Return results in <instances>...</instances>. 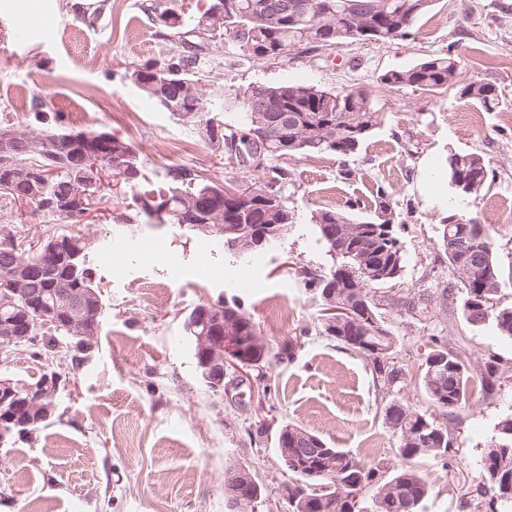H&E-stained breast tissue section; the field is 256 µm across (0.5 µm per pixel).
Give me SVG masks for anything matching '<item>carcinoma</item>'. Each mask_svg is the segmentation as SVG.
<instances>
[{"label":"carcinoma","mask_w":512,"mask_h":512,"mask_svg":"<svg viewBox=\"0 0 512 512\" xmlns=\"http://www.w3.org/2000/svg\"><path fill=\"white\" fill-rule=\"evenodd\" d=\"M295 0H225L224 17L217 21L206 11L189 31L183 25L160 22L164 29L180 37L181 51L170 53L160 63L149 60L138 69V76L149 84L143 90L149 98L169 112L176 111L185 102L182 86L195 81L200 64L207 57L217 39L230 34L244 51L253 57L276 58L293 50L303 52L326 50L334 46L351 47L364 41L388 42L410 34L417 20L427 11L432 0H305L307 8L301 15L289 9ZM378 9L380 20L367 33L358 20V7ZM460 75L458 56L447 53L434 55L405 69L389 71L381 83L397 87H413L426 91L454 86ZM460 97L490 111L499 105L496 86L482 80L470 81L460 89ZM198 115L192 123H205L209 140L221 147L224 158L233 151L258 152L263 178L248 184L251 189L250 206L238 209V201L216 184L203 182L185 168L167 172L170 186L167 191L145 190L139 200L155 199L166 207V213L156 219L158 224H175L179 213L195 200L207 197L215 212L211 225L218 224H276L287 235L294 216L288 206L284 187L288 184V169L275 161L292 154L315 155L333 153L347 156L355 153L383 121L369 91L355 87L339 92L316 86L299 84H254L242 94L246 111L242 125H224L217 130L211 119L204 118L205 100L197 93ZM55 126L36 131L17 133L1 128L0 136L14 134L10 143L0 141V198L9 203L20 200L13 193V178L17 171L28 169V176L40 184L25 204L39 210L57 212L73 224L80 222L88 211L81 202L65 212L59 202L76 191L78 181L91 172L93 159L102 166L112 167L118 182L131 187L143 179L140 158L133 146L107 131L72 132L53 116ZM122 150L133 158V164L122 169L114 152ZM447 176L450 185L458 180L468 181L478 196L487 184L489 170L484 158L476 152L454 153L448 157ZM349 211L338 212L316 208L310 221L317 243L331 259L327 271L305 272V287L320 295L334 287L336 297L349 303L353 320L336 325L320 321L321 333L335 339L345 349L360 357L370 368L373 381L381 389L401 391L406 373L395 360L384 361L375 354L373 346L383 342L394 356L396 337L386 323L383 307L375 298L373 289L400 277L404 268V252L395 230V215L389 194L379 186L374 198V211L368 217L360 216L365 209L360 201L348 204ZM336 225V243L327 234L328 225ZM60 233L48 234L27 250L15 243L13 230L0 227V290L19 283L22 291L14 296V305L0 307V322L23 317L32 325L30 335L38 341L27 342L22 349L31 357L45 362L53 361L51 341L40 335L41 317L27 307V297L53 301L55 284L60 282L75 294L100 293L97 272L90 261L91 242L79 233H66L69 250L63 254L51 253L56 248L54 239ZM461 242L462 249L448 254V238ZM439 246L448 260L451 277L442 293L455 287L463 292L461 311L473 325L492 323L499 336L512 340V307L494 303L500 287L501 268L495 250L490 226L474 218L448 215V223L441 225ZM369 257L390 268V276L373 281L364 273L356 278L342 272L349 264L360 268L356 256ZM224 323L232 327L234 335L244 331L250 337L243 348L250 359L267 356V344L259 337L251 315L237 298L223 305ZM403 315L420 323L432 325L424 345L428 352L423 366L421 386L434 411H423L396 401L385 408V422L398 437V455L405 465L382 480L381 468L366 463L358 455L342 448H331L321 437L293 424L280 427L276 434L281 459L288 460L286 469L295 482L284 485L291 512H351L348 499L353 492L360 493L359 508L366 512H418L429 495L424 478L410 466V461L424 455L445 457L452 451L453 438L448 423L434 416L439 411L448 416L465 406L469 399L473 375L469 358L459 348L448 349L438 333L443 319L434 318L429 298L401 303ZM103 301L93 305L83 332L68 328L54 330V335L73 348L71 363L75 366L88 357L94 346L95 332L103 317ZM481 388L485 396L495 394L500 379L495 361L480 366ZM47 422L0 403V447L31 436ZM512 477V415L497 424V436L484 449L478 470L476 497L490 496L491 512H512V493L503 491L505 477ZM377 492L371 500L366 494L371 488ZM257 482H245L237 475L224 481V499L232 512L241 507L240 495L257 490Z\"/></svg>","instance_id":"carcinoma-1"}]
</instances>
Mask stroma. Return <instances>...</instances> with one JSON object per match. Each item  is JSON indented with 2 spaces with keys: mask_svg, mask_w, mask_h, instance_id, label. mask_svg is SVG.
Masks as SVG:
<instances>
[{
  "mask_svg": "<svg viewBox=\"0 0 512 512\" xmlns=\"http://www.w3.org/2000/svg\"><path fill=\"white\" fill-rule=\"evenodd\" d=\"M93 0H0V127L35 125V114H59L76 130H104L131 143L146 186L167 189L173 167L236 188L238 170L225 166L202 126L183 121L133 83L139 65L162 59L174 40L160 34L164 9L192 28L211 0H108L94 25L79 9ZM454 51L461 79L496 84L499 107L465 102L457 89L434 92L390 87L381 75ZM256 83H296L326 90L362 87L384 113L382 125L356 154H297L280 159L290 173L286 189L295 222L264 254L241 287L242 268L221 244L177 225L116 221L135 209L136 188L114 186L104 211L91 212L74 230L92 243L105 316L96 346L79 368L56 362L68 383L56 397L50 423L27 442L0 447V512H24L37 498L53 512H229L228 472L246 467L263 488L257 512H288L282 495L286 470L276 444L279 426L292 423L367 461L394 470L402 464L398 438L387 427L391 400L429 409L420 384L426 348L419 324L386 316L397 336V361L407 385L394 394L373 382L366 364L320 333V300L306 290L303 269L331 264L316 244L312 209L341 211L348 201L372 205L377 185L393 202L405 264L397 282L379 286L391 299L432 290V307H445L449 345L464 348L473 365L497 356L504 374L496 396L473 389L468 403L448 417L456 448L452 462L423 456L413 465L428 481L425 512H474L466 505L476 463L512 414V341L493 324L469 326L459 303L442 304L438 284L440 225L449 211L490 223L512 206V0H433L410 34L384 44L267 60L248 56L223 37L202 71L205 115L214 124H240V94ZM455 152L481 154L495 173L477 202L455 196L445 175ZM352 169V179L340 176ZM28 242L65 229L58 215L28 206L10 210L0 200V225ZM239 298L269 346L264 401L251 398L248 382L222 395L200 378L185 319L197 306ZM288 305L277 325L268 304ZM299 339L293 359H278L284 343Z\"/></svg>",
  "mask_w": 512,
  "mask_h": 512,
  "instance_id": "1",
  "label": "stroma"
}]
</instances>
